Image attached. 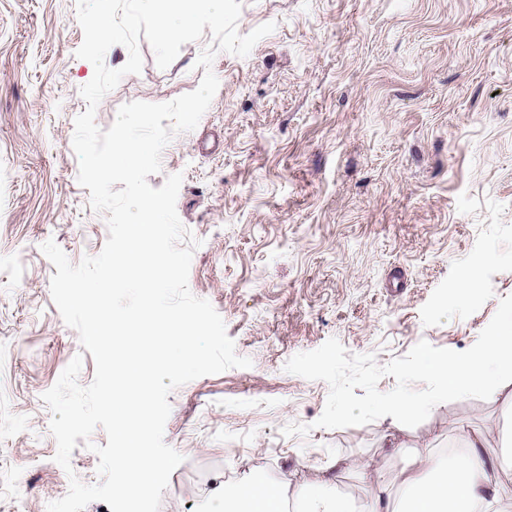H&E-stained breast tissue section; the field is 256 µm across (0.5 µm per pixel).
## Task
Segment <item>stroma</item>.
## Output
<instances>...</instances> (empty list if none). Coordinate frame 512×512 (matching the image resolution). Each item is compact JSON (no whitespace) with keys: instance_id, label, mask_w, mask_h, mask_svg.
<instances>
[{"instance_id":"stroma-1","label":"stroma","mask_w":512,"mask_h":512,"mask_svg":"<svg viewBox=\"0 0 512 512\" xmlns=\"http://www.w3.org/2000/svg\"><path fill=\"white\" fill-rule=\"evenodd\" d=\"M268 22L247 57L216 55L210 107L148 178L182 174L176 210L200 242L189 289L252 361L169 395L164 438L184 461L160 512H210L214 483L249 473L301 486L338 461L339 491L367 512L361 463L390 472L475 432L492 457L504 446L507 409L488 399L439 404L413 428L316 427L328 385L284 365L332 337L382 365L422 340L463 351L512 295V0H243L240 34ZM82 41L76 0H0V512H45L71 477L99 480L85 446L70 469L55 462L42 400L75 356L81 385L95 373L41 250L54 240L77 263L108 237L72 146L94 74ZM211 41L165 69L141 42V73L102 99L97 125L195 90ZM290 423L309 431L283 436Z\"/></svg>"}]
</instances>
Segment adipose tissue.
<instances>
[{"label": "adipose tissue", "mask_w": 512, "mask_h": 512, "mask_svg": "<svg viewBox=\"0 0 512 512\" xmlns=\"http://www.w3.org/2000/svg\"><path fill=\"white\" fill-rule=\"evenodd\" d=\"M371 486L368 512H496L505 494L499 469L484 450V438L469 435L461 453L449 456L445 468H436L432 454L384 473L366 463L360 467ZM241 485L248 506L224 487L212 492L214 512H286L288 481H265L247 475ZM297 512H354L352 502L335 488L334 475L302 485L296 494Z\"/></svg>", "instance_id": "ef3b65f1"}]
</instances>
